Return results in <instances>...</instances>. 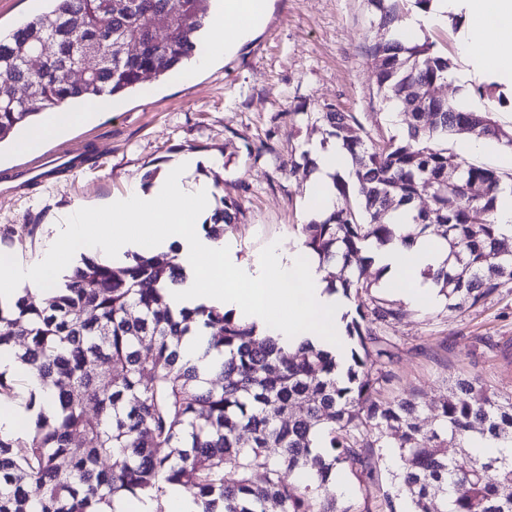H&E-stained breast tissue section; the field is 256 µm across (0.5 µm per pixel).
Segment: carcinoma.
I'll list each match as a JSON object with an SVG mask.
<instances>
[{
    "label": "carcinoma",
    "instance_id": "carcinoma-1",
    "mask_svg": "<svg viewBox=\"0 0 512 512\" xmlns=\"http://www.w3.org/2000/svg\"><path fill=\"white\" fill-rule=\"evenodd\" d=\"M43 11L0 34V143L46 109L114 97L137 89L143 75L164 78L190 61L212 0H46ZM408 0H367L380 38L369 45L376 97L406 117L400 135L363 138L352 112L323 103L313 113L325 139L352 159L351 180L332 175L336 200L349 205L297 227L303 247L337 266L333 290L353 301L346 325L352 346L343 361L308 343L291 355L220 307L200 304L173 313L164 291L183 284L177 247L161 255L133 252L113 267L83 256L37 307L30 289L14 306L0 305V348L18 358L55 392V412L39 410L20 435H0V512H102L115 498L160 499L168 485L188 492L199 512H355L336 497V471L376 480L372 457L397 449V495L411 512H512V393L479 377L459 378L430 427L423 406L405 395L387 400L392 381L384 326L401 308L376 295L382 270L366 280L369 253L394 243L392 211L426 196L410 213L411 235L433 233L448 256L424 277L448 307L472 308L512 281V257H499L503 233L496 200L507 175L479 162H459L448 142L455 128L512 150V130L492 109L464 112L428 95L447 80L451 61L424 40L405 46L390 27ZM174 12L157 35L153 19ZM139 39L136 54L121 51ZM92 46L98 75L77 83L70 72ZM45 48L40 69L26 58ZM497 81L474 85L481 99L503 105ZM24 95H18V90ZM474 185L480 194L470 193ZM453 204H448V197ZM205 235L224 238L239 207L221 196ZM209 331L205 354L223 359L215 377L182 360V338ZM150 383H143L145 376ZM19 377L0 372V402L19 397ZM93 406L96 415L87 414ZM502 443L508 453L474 456L472 438ZM457 448L449 456L443 448ZM261 476L257 486L255 476Z\"/></svg>",
    "mask_w": 512,
    "mask_h": 512
}]
</instances>
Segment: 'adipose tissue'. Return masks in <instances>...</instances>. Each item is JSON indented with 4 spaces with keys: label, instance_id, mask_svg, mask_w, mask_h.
Listing matches in <instances>:
<instances>
[{
    "label": "adipose tissue",
    "instance_id": "adipose-tissue-1",
    "mask_svg": "<svg viewBox=\"0 0 512 512\" xmlns=\"http://www.w3.org/2000/svg\"><path fill=\"white\" fill-rule=\"evenodd\" d=\"M269 2L223 0L215 7L207 18L212 35L198 45L195 68L208 67L246 41L263 24ZM463 2V54L474 62L477 72L511 74L512 0ZM312 153L317 169L306 196L310 212L320 220L336 207L331 176L347 165L348 157L336 146L316 145ZM214 165L209 156L188 153L166 167L151 185L132 183L125 194L113 198L108 210L75 207L69 231L40 260L0 267V302H15L21 282L48 289L74 248L116 260L129 249L161 253L175 242L180 246L177 261L188 278L166 293L172 311L200 303L217 305L255 325L260 335L272 337L285 350L308 341L343 352L347 301L341 292L330 291L324 270L302 244L291 248L274 244L245 262L231 246L196 232V224L209 219L214 206L210 185L194 182L193 176ZM445 257L441 241L425 236L408 247L398 243L375 252L374 265L383 271L382 285L399 288L407 303L432 305L441 295L424 273Z\"/></svg>",
    "mask_w": 512,
    "mask_h": 512
}]
</instances>
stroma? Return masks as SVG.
<instances>
[{
  "label": "stroma",
  "instance_id": "35a3bbf8",
  "mask_svg": "<svg viewBox=\"0 0 512 512\" xmlns=\"http://www.w3.org/2000/svg\"><path fill=\"white\" fill-rule=\"evenodd\" d=\"M377 29L365 0H271L263 27L229 56L196 72L146 80L123 100L93 112L84 123L45 142L41 153L75 150L80 166L28 183L29 152L0 144V181L16 190L0 194V265L35 261L68 225L74 204L97 208L125 193L130 182L164 168L185 153L217 155L220 167L203 171L209 184L238 200L240 210L227 244L243 259L267 245L295 241V225L311 219L304 196L310 171L291 168L324 134L310 117L331 103L358 117L371 136L401 133L405 118L376 98L368 47ZM448 56L456 84H436L435 96L482 109L473 93L481 82L458 47L459 32L438 26L424 32ZM400 319L385 328L394 375L384 395L415 394L432 418L452 382L479 375L512 392V283L478 306L456 310L402 303ZM396 469L385 449L378 485L365 487L341 472L345 501H368L381 512Z\"/></svg>",
  "mask_w": 512,
  "mask_h": 512
}]
</instances>
